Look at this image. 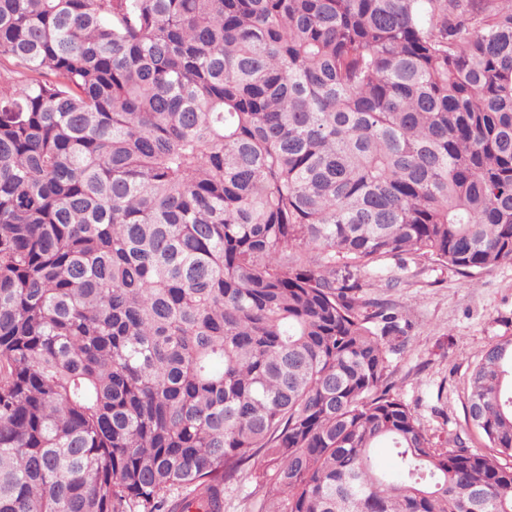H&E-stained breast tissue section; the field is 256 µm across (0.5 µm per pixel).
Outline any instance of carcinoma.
Segmentation results:
<instances>
[{"mask_svg": "<svg viewBox=\"0 0 512 512\" xmlns=\"http://www.w3.org/2000/svg\"><path fill=\"white\" fill-rule=\"evenodd\" d=\"M402 255L512 261V0H0V512H512V339L437 446ZM264 492L253 477L243 476L224 487V512H253L256 500Z\"/></svg>", "mask_w": 512, "mask_h": 512, "instance_id": "obj_1", "label": "carcinoma"}]
</instances>
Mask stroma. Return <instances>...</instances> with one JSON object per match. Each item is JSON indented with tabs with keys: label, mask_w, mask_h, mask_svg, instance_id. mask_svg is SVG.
<instances>
[{
	"label": "stroma",
	"mask_w": 512,
	"mask_h": 512,
	"mask_svg": "<svg viewBox=\"0 0 512 512\" xmlns=\"http://www.w3.org/2000/svg\"><path fill=\"white\" fill-rule=\"evenodd\" d=\"M362 293L407 322L401 349L390 359L393 394L435 441L485 449L466 423V391L479 354L512 338V262L467 277L430 260L385 259L365 276Z\"/></svg>",
	"instance_id": "1"
}]
</instances>
